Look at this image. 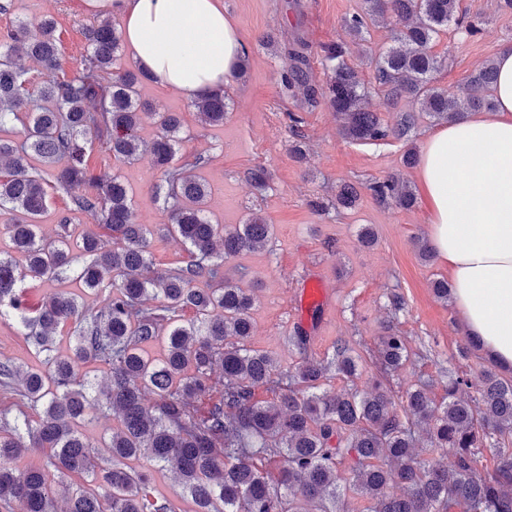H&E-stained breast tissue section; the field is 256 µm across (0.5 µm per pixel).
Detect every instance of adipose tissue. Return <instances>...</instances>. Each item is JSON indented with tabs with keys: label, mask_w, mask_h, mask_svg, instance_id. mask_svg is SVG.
I'll return each instance as SVG.
<instances>
[{
	"label": "adipose tissue",
	"mask_w": 512,
	"mask_h": 512,
	"mask_svg": "<svg viewBox=\"0 0 512 512\" xmlns=\"http://www.w3.org/2000/svg\"><path fill=\"white\" fill-rule=\"evenodd\" d=\"M158 83L220 93L244 46L222 0H88ZM495 107L431 133L419 157L430 241L447 265L465 332L512 368V44L495 62Z\"/></svg>",
	"instance_id": "1"
}]
</instances>
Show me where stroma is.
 I'll return each instance as SVG.
<instances>
[{"label": "stroma", "instance_id": "stroma-1", "mask_svg": "<svg viewBox=\"0 0 512 512\" xmlns=\"http://www.w3.org/2000/svg\"><path fill=\"white\" fill-rule=\"evenodd\" d=\"M224 14L237 26L248 59L243 78H230L226 88L232 106L223 125L202 124L185 95L155 81L143 82L139 92L155 112H177L182 118L179 159L198 154L207 157L200 176L211 195L206 211L212 223L235 227L260 209L273 234L263 249L225 260L224 274L241 287L254 290L252 311L254 347L272 353L288 367L304 357H324L332 344L346 339L355 353L376 347L386 322L409 339L414 357L397 380L432 381L431 395L442 399L445 370L473 374L493 367L484 349L467 357L458 351L465 335L453 303L437 299L434 280L447 277L439 260L424 264L413 247L414 238H428L425 202L410 210L377 205L370 196L344 209L336 204L341 185L364 186L391 173L402 174L419 186L417 169L404 168L408 146L422 148L434 123L422 122L412 143L394 139L360 144L346 139L326 101L309 107L286 90L283 76L288 61L282 50L295 35L311 46L335 40L343 34V21L356 12L359 0H223ZM471 20L483 23L482 34L465 39L455 32L441 34L433 44L444 67L436 82L459 91L468 76L484 61L495 59L502 44H512V12L499 0H462ZM53 17L61 44V64L66 74L76 73L86 53L85 26L100 20L84 0H15L13 9L0 13V30L21 20ZM274 34L278 48L262 39ZM299 125H292V117ZM302 135L305 153L295 158L291 148ZM89 165L94 173L118 176L132 198L135 220L140 224L167 223L168 213L155 199L162 181L147 159L119 162L100 147H93ZM263 167L270 174L265 192L254 191L249 171ZM324 205L316 211L310 206ZM375 233L372 246L360 241L363 227ZM321 279L328 300L319 314L301 307L299 296L306 283ZM400 294L403 310H393L389 298ZM312 319L306 350L289 345L288 338L301 319Z\"/></svg>", "mask_w": 512, "mask_h": 512}]
</instances>
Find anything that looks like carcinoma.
Instances as JSON below:
<instances>
[{"instance_id": "cac0c4a2", "label": "carcinoma", "mask_w": 512, "mask_h": 512, "mask_svg": "<svg viewBox=\"0 0 512 512\" xmlns=\"http://www.w3.org/2000/svg\"><path fill=\"white\" fill-rule=\"evenodd\" d=\"M391 19V44L372 59L375 84L347 64L344 40L320 45L329 71L325 99L341 134L355 142L389 138L409 143L424 118L457 122L494 106L495 64L486 61L452 92L435 85L442 60L433 53L439 34L454 28L466 36L481 31L466 20L460 0H363L345 21L354 40L369 25ZM87 52L73 76L61 68L56 23L51 17L21 21L0 31V133L20 123L14 138L0 136V211L14 252L0 256V319L22 329L40 366L25 369L0 358V384L21 397L18 414L0 412V507L8 512H176L170 500L150 496L148 456L167 469L196 505L195 512H345L347 496L366 501V512H512V377L492 371L472 376L448 373L445 396L431 398L418 380L402 393L390 376L411 358L408 337L392 327L379 337L378 374L372 386L324 388L329 374L350 381L363 362L339 339L322 359L306 358L282 368L272 354L251 346L253 294L224 279L226 259L264 247L271 225L253 213L234 229L213 224L204 203L208 185L196 155L180 164L179 116L157 112L161 133L150 149L163 177L155 196L168 211L161 231L188 246V260L158 272L148 251L153 229L134 221L125 184L96 175L85 143L91 134L118 161H136L137 129L147 103L138 85L143 70L112 72L121 37L107 18L84 28ZM22 52L41 66L36 80L16 60ZM284 76L292 97L317 103L312 48L296 37L286 48ZM378 91L396 112L392 124L366 108ZM229 94L191 101L208 125L224 123ZM36 156L46 169L29 164ZM270 176L249 172L261 193ZM68 194V208L90 215L105 233L81 234L74 253L68 218L54 240L39 234L47 185ZM383 205L410 209L415 189L399 174L366 185ZM360 190L344 184L336 204L350 208ZM75 280L103 294L88 311L78 298L57 290L28 314L20 295L27 280ZM206 281L207 287L198 284ZM74 339L72 352L55 353L57 337ZM165 343L162 358L144 348ZM107 368L99 384L87 365ZM272 394L256 396L259 389ZM114 417L117 425L94 461L84 432L87 418ZM35 448L44 468L15 461ZM495 449L496 465L483 468V449ZM77 473L83 483L67 489V507L55 505L52 473Z\"/></svg>"}]
</instances>
